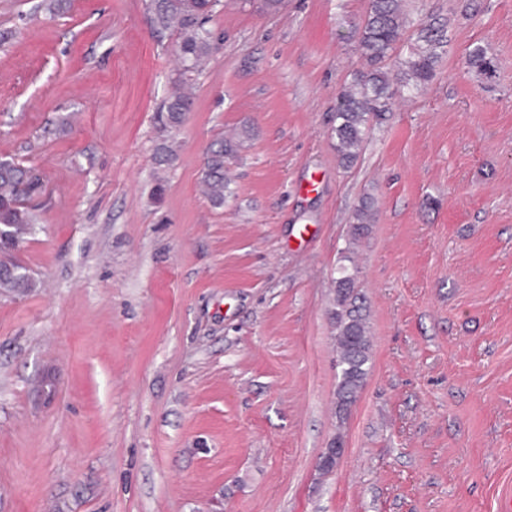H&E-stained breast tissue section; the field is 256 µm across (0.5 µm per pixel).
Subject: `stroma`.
Returning a JSON list of instances; mask_svg holds the SVG:
<instances>
[{
  "mask_svg": "<svg viewBox=\"0 0 512 512\" xmlns=\"http://www.w3.org/2000/svg\"><path fill=\"white\" fill-rule=\"evenodd\" d=\"M0 0V157L40 221L0 291V512H497L512 497V0H404L399 88L343 167L336 98L370 0L229 4L156 168L174 33L143 0ZM482 45L492 78L464 66ZM243 133L223 205L204 153ZM162 195H155V185ZM375 201L369 235L351 217ZM371 338L336 413L344 255ZM345 454L321 460L334 439ZM428 48L416 50L405 60L400 72V83L403 86L419 87L425 85L434 77L437 53H435L432 44ZM374 220V201L371 197H364L355 209L350 224V235L353 241L365 237L369 226ZM19 265L0 264V290L22 293L31 288L30 277Z\"/></svg>",
  "mask_w": 512,
  "mask_h": 512,
  "instance_id": "stroma-1",
  "label": "stroma"
}]
</instances>
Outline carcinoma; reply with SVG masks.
Instances as JSON below:
<instances>
[{"instance_id":"obj_1","label":"carcinoma","mask_w":512,"mask_h":512,"mask_svg":"<svg viewBox=\"0 0 512 512\" xmlns=\"http://www.w3.org/2000/svg\"><path fill=\"white\" fill-rule=\"evenodd\" d=\"M226 0H146L150 22L158 32L177 34V67L173 83L181 88L212 57L216 41L208 24L214 13L224 9ZM406 17L402 0H370V9L360 22L359 43L370 69L357 73L351 84L337 97L333 128L341 164L352 166L358 159L368 124L389 110L393 90L384 62L402 41ZM437 53L433 47L418 50L402 63L400 82L419 87L434 77ZM466 67L480 75L494 71L493 61L485 50H469ZM186 92L176 91L163 103L156 123L161 142L156 148L155 164L170 165L174 149L172 134L179 131L191 107ZM232 137L217 140L206 153L203 184L205 194L215 205L224 204L229 183L224 163L238 151ZM44 193V176L39 168L0 158V251L15 249L39 223L32 201ZM374 220V201L361 200L350 224L351 239L357 241L369 232ZM338 269L334 289L332 319L336 330V347L340 380L336 392L338 412L345 413L362 390L369 361L370 340L364 298L360 292L358 269L349 255ZM32 287L30 277L18 265L0 264V290L22 293Z\"/></svg>"}]
</instances>
